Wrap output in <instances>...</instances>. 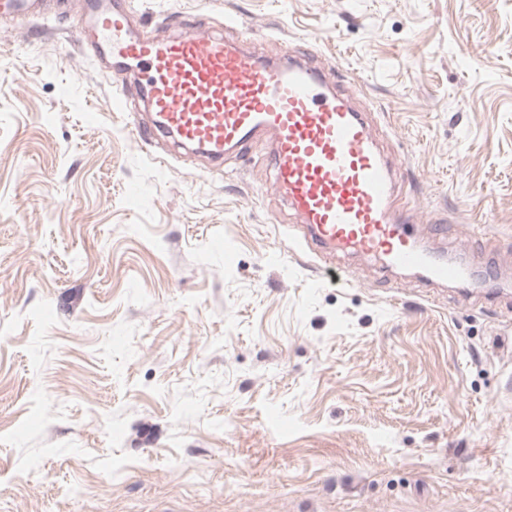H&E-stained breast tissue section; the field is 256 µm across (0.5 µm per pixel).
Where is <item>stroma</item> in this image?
Wrapping results in <instances>:
<instances>
[{"label": "stroma", "instance_id": "35a3bbf8", "mask_svg": "<svg viewBox=\"0 0 512 512\" xmlns=\"http://www.w3.org/2000/svg\"><path fill=\"white\" fill-rule=\"evenodd\" d=\"M354 93L427 246L335 258L265 178L142 142L68 0L0 20V512H512V0H125Z\"/></svg>", "mask_w": 512, "mask_h": 512}]
</instances>
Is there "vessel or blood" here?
<instances>
[{"label": "vessel or blood", "mask_w": 512, "mask_h": 512, "mask_svg": "<svg viewBox=\"0 0 512 512\" xmlns=\"http://www.w3.org/2000/svg\"><path fill=\"white\" fill-rule=\"evenodd\" d=\"M83 4L73 22L82 51L111 56L114 86L130 68L139 71L154 119L133 121V137L174 136L217 168L270 140L274 190L301 217L300 237L319 257H366L386 270L421 273L429 287L464 279L462 262L418 244L410 232L411 217L396 203L398 169L333 72L292 53L270 59L243 49L204 17L157 38L133 28L111 0ZM41 8L42 0H0V18L21 23Z\"/></svg>", "instance_id": "b4317fda"}]
</instances>
